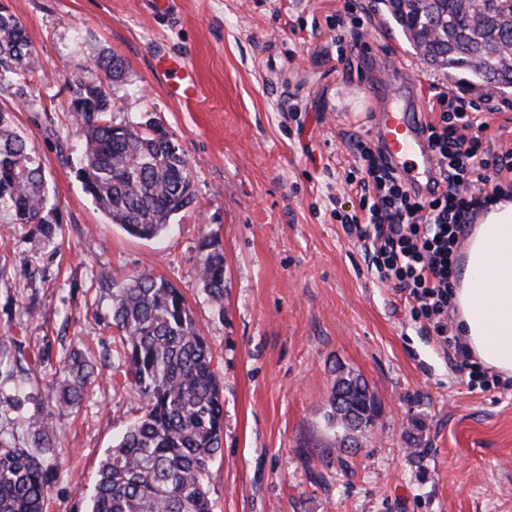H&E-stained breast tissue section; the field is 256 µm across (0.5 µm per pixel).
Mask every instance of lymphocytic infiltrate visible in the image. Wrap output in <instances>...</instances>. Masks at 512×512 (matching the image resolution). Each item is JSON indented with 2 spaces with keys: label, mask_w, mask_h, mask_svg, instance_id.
Listing matches in <instances>:
<instances>
[{
  "label": "lymphocytic infiltrate",
  "mask_w": 512,
  "mask_h": 512,
  "mask_svg": "<svg viewBox=\"0 0 512 512\" xmlns=\"http://www.w3.org/2000/svg\"><path fill=\"white\" fill-rule=\"evenodd\" d=\"M438 117L426 132L436 164L433 185L421 190L390 164L378 143L361 137L350 147L360 162L347 188L358 206L335 210L345 233L364 246L371 269L389 283L428 335L462 356L468 386L483 392L510 389L473 361L452 317L459 251L477 215L512 197V149L492 151L478 104L455 94H435Z\"/></svg>",
  "instance_id": "1"
}]
</instances>
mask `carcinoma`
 Wrapping results in <instances>:
<instances>
[{
    "mask_svg": "<svg viewBox=\"0 0 512 512\" xmlns=\"http://www.w3.org/2000/svg\"><path fill=\"white\" fill-rule=\"evenodd\" d=\"M387 19L431 66L448 71V82L490 89L512 99V0H382ZM36 56L22 23L0 13V84L35 70ZM123 59L100 57L77 81L69 111L85 130L79 177L108 219L128 235L151 240L194 201L186 159L163 127L152 119L135 126L108 118L104 81L123 77ZM12 116L0 112V205L16 224H35L52 239L58 224L50 217L41 164L27 141L12 129ZM200 249L199 275L217 306L224 301V254L211 241ZM112 326L127 355V377L137 390L141 415L102 461L89 512H212L204 476L221 447L224 424L222 385L213 369V352L194 323L184 296L169 280L143 269L112 289ZM12 361L6 379L23 388L32 365L20 347L0 352ZM94 366L81 353L70 355L63 375L48 388L58 414L80 405ZM363 434L373 425L374 400L365 383L348 372L336 388ZM336 444L349 431L347 415L331 395L325 414ZM27 428L35 447L0 446V512H45L48 490L61 476L54 427L35 412Z\"/></svg>",
    "mask_w": 512,
    "mask_h": 512,
    "instance_id": "obj_1",
    "label": "carcinoma"
}]
</instances>
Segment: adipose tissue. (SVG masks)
Segmentation results:
<instances>
[{
	"mask_svg": "<svg viewBox=\"0 0 512 512\" xmlns=\"http://www.w3.org/2000/svg\"><path fill=\"white\" fill-rule=\"evenodd\" d=\"M453 302L472 354L512 377V199L495 203L475 221Z\"/></svg>",
	"mask_w": 512,
	"mask_h": 512,
	"instance_id": "1",
	"label": "adipose tissue"
}]
</instances>
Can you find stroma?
<instances>
[{"instance_id":"obj_1","label":"stroma","mask_w":512,"mask_h":512,"mask_svg":"<svg viewBox=\"0 0 512 512\" xmlns=\"http://www.w3.org/2000/svg\"><path fill=\"white\" fill-rule=\"evenodd\" d=\"M42 66L0 85V110L46 178L56 239L13 224L0 207V345L45 350L31 389L83 352L99 377L70 415L11 403L0 386V440L30 446L41 412L58 435L62 477L46 512H86L99 466L140 414L125 383L119 333L104 316L115 284L149 267L184 295L213 350L224 433L206 488L212 512H512V390H470L459 359L415 323L367 268L331 211L356 162L348 143L374 138V78L390 68L423 84L447 80L385 26L336 27L345 0H0ZM101 52L121 56L106 86L111 119L163 124L188 162L194 203L165 235L142 240L112 224L78 177L84 130L67 105ZM184 56L194 96L171 97L159 57ZM496 147L512 148V104L464 89ZM298 116H290L289 104ZM224 253V305L199 279L200 244ZM373 396V426L342 450L325 412L340 372Z\"/></svg>"}]
</instances>
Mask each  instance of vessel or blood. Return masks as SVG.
<instances>
[{
	"mask_svg": "<svg viewBox=\"0 0 512 512\" xmlns=\"http://www.w3.org/2000/svg\"><path fill=\"white\" fill-rule=\"evenodd\" d=\"M156 67L162 74L177 75L178 80L169 88L172 95L188 97L194 89L189 62L179 56L159 59ZM402 82L400 69H391L385 78L371 87L373 98L380 100L381 110L375 122L386 153L392 165L413 185L429 186L435 175L432 152L418 113L411 111L409 102L416 97L417 89L406 85L400 96L390 93L392 85Z\"/></svg>",
	"mask_w": 512,
	"mask_h": 512,
	"instance_id": "obj_1",
	"label": "vessel or blood"
}]
</instances>
